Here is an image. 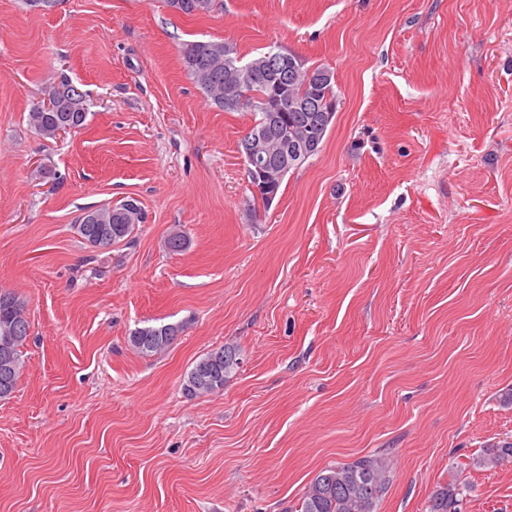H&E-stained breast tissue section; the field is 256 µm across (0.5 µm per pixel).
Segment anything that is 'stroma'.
<instances>
[{
  "mask_svg": "<svg viewBox=\"0 0 512 512\" xmlns=\"http://www.w3.org/2000/svg\"><path fill=\"white\" fill-rule=\"evenodd\" d=\"M188 41L333 71L332 128L271 206L239 148L254 113L207 100ZM63 75L89 114L46 138L29 114ZM131 198V242L78 236ZM0 288L30 324L0 512H294L377 452L378 512H427L452 471L461 512H512V460L477 464L512 441V0H0ZM178 322L165 352L129 342ZM226 344L223 391L186 396ZM167 6L178 13L195 15L222 9V0H167ZM236 355V349L229 345L208 352L185 375V394L197 397L222 390L229 374L238 367ZM506 459H512L511 441H503L490 445L484 450L478 463L480 466L486 468H495Z\"/></svg>",
  "mask_w": 512,
  "mask_h": 512,
  "instance_id": "obj_1",
  "label": "stroma"
}]
</instances>
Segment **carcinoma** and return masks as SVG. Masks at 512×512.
I'll list each match as a JSON object with an SVG mask.
<instances>
[{"mask_svg":"<svg viewBox=\"0 0 512 512\" xmlns=\"http://www.w3.org/2000/svg\"><path fill=\"white\" fill-rule=\"evenodd\" d=\"M167 6L178 13L195 15L210 13L223 7V0H167ZM276 54L275 48L255 56L246 64L234 56V50H224L219 41H188L181 46L182 61L195 84L211 102L224 108V68L238 76L240 91L246 93L239 110L256 112L248 140L256 127L266 122L274 111L273 101L286 97L293 107L280 113V120L288 126L292 140L308 144L307 157L320 151L329 131L335 111L327 107L336 105L334 78L327 76L328 68L302 67L293 81H285L279 73L258 71L262 61ZM89 107L87 99L75 94L53 102L51 108L37 106L29 113V121L41 135L53 138L60 126L79 129L85 125ZM143 213L137 201L104 203L88 207L82 214L76 232L88 245L108 248L133 238ZM29 331L24 314V303L12 292L0 289V351L11 352L9 365L0 362V398L10 396L25 367L22 348ZM182 326L164 324L140 328L130 336L131 345L141 354L152 355L167 350ZM238 367L236 349L224 345L208 352L183 379V391L190 397L213 394L224 388L229 374ZM506 459H512V442L503 441L487 447L479 465L495 468ZM391 478L390 461L382 454L360 457L351 462H338L323 468L312 479L295 512H377V506ZM468 486L456 477L438 487L429 498L428 512H460Z\"/></svg>","mask_w":512,"mask_h":512,"instance_id":"carcinoma-1","label":"carcinoma"}]
</instances>
